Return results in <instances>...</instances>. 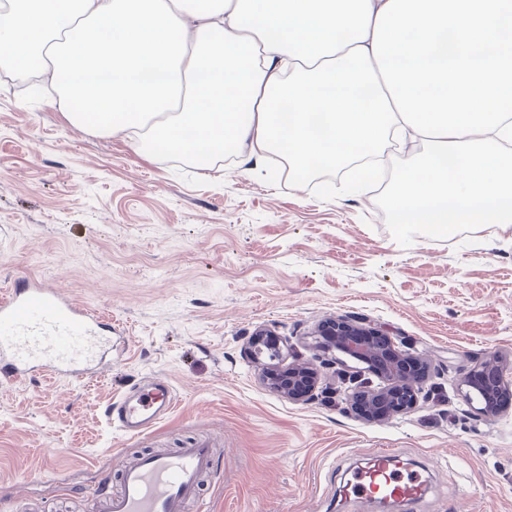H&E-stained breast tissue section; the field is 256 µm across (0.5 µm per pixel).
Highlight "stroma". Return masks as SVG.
Masks as SVG:
<instances>
[{"label": "stroma", "instance_id": "obj_1", "mask_svg": "<svg viewBox=\"0 0 512 512\" xmlns=\"http://www.w3.org/2000/svg\"><path fill=\"white\" fill-rule=\"evenodd\" d=\"M35 69L0 76V286L23 276L109 314L112 363L81 381L0 388V512H89L122 458L199 439L216 448L196 512H377L338 487L380 448L428 480L426 512H512V407L477 413L462 379L512 369V228L407 232L350 169L272 177L133 147L69 123ZM384 330L430 374L410 413L368 421L336 355L310 400L279 394L247 352L270 330L287 364H315L329 318ZM177 393L152 432L103 412L131 383Z\"/></svg>", "mask_w": 512, "mask_h": 512}]
</instances>
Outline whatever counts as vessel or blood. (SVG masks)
Instances as JSON below:
<instances>
[{"label": "vessel or blood", "mask_w": 512, "mask_h": 512, "mask_svg": "<svg viewBox=\"0 0 512 512\" xmlns=\"http://www.w3.org/2000/svg\"><path fill=\"white\" fill-rule=\"evenodd\" d=\"M112 351V320L59 289L24 277L0 291V381L13 384L39 370L61 377L96 375ZM169 383L153 380L107 407L105 415L124 436L141 435L172 412ZM215 450L199 441L170 453L126 462L121 487L103 479L93 512H187L202 479L215 469ZM428 488L419 473L399 468L382 448L356 470L341 497L358 502L383 498L418 504Z\"/></svg>", "instance_id": "vessel-or-blood-1"}]
</instances>
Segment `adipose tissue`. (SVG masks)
<instances>
[{"label":"adipose tissue","mask_w":512,"mask_h":512,"mask_svg":"<svg viewBox=\"0 0 512 512\" xmlns=\"http://www.w3.org/2000/svg\"><path fill=\"white\" fill-rule=\"evenodd\" d=\"M46 2L0 0V65L49 71L73 124L302 174L419 143L394 223L512 226V0H60L66 30Z\"/></svg>","instance_id":"ef3b65f1"}]
</instances>
